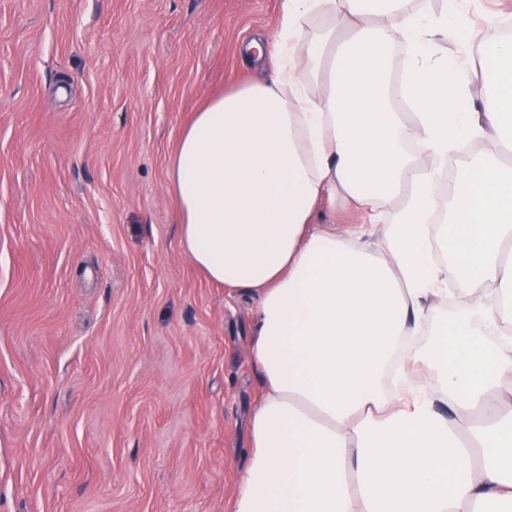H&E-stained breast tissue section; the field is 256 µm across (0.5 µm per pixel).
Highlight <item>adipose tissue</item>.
I'll return each instance as SVG.
<instances>
[{
	"mask_svg": "<svg viewBox=\"0 0 512 512\" xmlns=\"http://www.w3.org/2000/svg\"><path fill=\"white\" fill-rule=\"evenodd\" d=\"M501 24L493 14L477 30L466 10L416 0H285L275 33L241 49L251 64L275 58L274 75L213 99L182 132L168 165L180 244L210 281L257 299L262 393L231 512L512 507V404L496 399L512 393ZM338 199L362 218L342 235L316 222ZM452 282L468 311L431 323ZM423 367L435 389L413 383Z\"/></svg>",
	"mask_w": 512,
	"mask_h": 512,
	"instance_id": "ef3b65f1",
	"label": "adipose tissue"
}]
</instances>
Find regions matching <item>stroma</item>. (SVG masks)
Here are the masks:
<instances>
[{
  "instance_id": "stroma-1",
  "label": "stroma",
  "mask_w": 512,
  "mask_h": 512,
  "mask_svg": "<svg viewBox=\"0 0 512 512\" xmlns=\"http://www.w3.org/2000/svg\"><path fill=\"white\" fill-rule=\"evenodd\" d=\"M283 0H0V512H230L255 299L183 251L168 163Z\"/></svg>"
}]
</instances>
